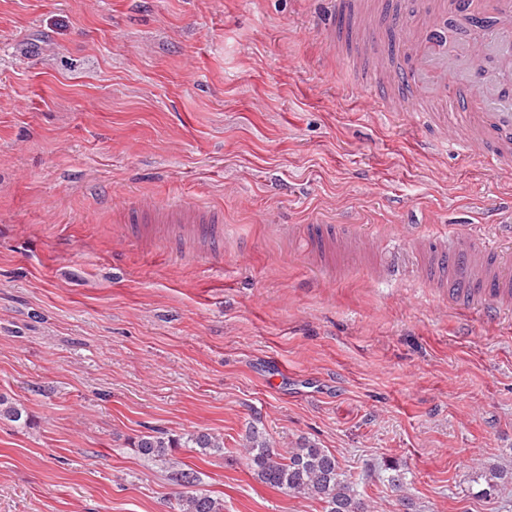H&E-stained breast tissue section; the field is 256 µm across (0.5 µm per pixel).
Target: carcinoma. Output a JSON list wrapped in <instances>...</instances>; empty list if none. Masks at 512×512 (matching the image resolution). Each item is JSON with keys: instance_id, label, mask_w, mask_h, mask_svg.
I'll return each instance as SVG.
<instances>
[{"instance_id": "cac0c4a2", "label": "carcinoma", "mask_w": 512, "mask_h": 512, "mask_svg": "<svg viewBox=\"0 0 512 512\" xmlns=\"http://www.w3.org/2000/svg\"><path fill=\"white\" fill-rule=\"evenodd\" d=\"M187 441L200 448L204 455L224 453V437L199 433ZM178 440L160 436H143L136 444L138 453L155 461H169ZM247 465L260 482L286 493L312 498L323 503V512H368L357 484L341 468L332 452L310 442L283 451L256 434L246 436L243 444ZM479 478L486 489L512 483V468L503 463H486L480 467ZM178 512H224L218 498L196 492H183L178 497Z\"/></svg>"}]
</instances>
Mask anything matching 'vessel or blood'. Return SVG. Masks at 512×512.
Here are the masks:
<instances>
[{"mask_svg": "<svg viewBox=\"0 0 512 512\" xmlns=\"http://www.w3.org/2000/svg\"><path fill=\"white\" fill-rule=\"evenodd\" d=\"M360 0H331L321 28L328 47L340 38L336 20L356 16ZM452 18L475 16L473 0H438L427 11L425 23H418L416 0H401L385 14L375 16L364 32L369 48H378L383 39L393 38L405 65L379 71L364 58L353 59L352 85L360 92H373L380 111L410 120L417 129L434 133L439 142L449 143L461 154L483 146V161L489 168L512 172V107L499 112L484 108L495 96L483 66L473 61L463 44H447L439 28L440 15ZM398 88L397 96L384 94V84ZM128 223L181 224L202 239L211 252H221L224 244L220 212L194 203L162 205L143 202L130 208ZM402 237L420 259L424 284L446 289L448 300L458 311L477 309L484 317L498 319L512 307V262L496 254L471 224L455 225L451 234L427 235L418 225H405ZM358 224L307 225L304 243L324 263L341 257L346 245L364 240Z\"/></svg>", "mask_w": 512, "mask_h": 512, "instance_id": "1", "label": "vessel or blood"}]
</instances>
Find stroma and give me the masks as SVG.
<instances>
[{
    "label": "stroma",
    "mask_w": 512,
    "mask_h": 512,
    "mask_svg": "<svg viewBox=\"0 0 512 512\" xmlns=\"http://www.w3.org/2000/svg\"><path fill=\"white\" fill-rule=\"evenodd\" d=\"M325 0H0V512H322L257 481L249 432L329 449L371 512H512V317L449 309L380 240L330 266L290 224L512 225V177L422 149L354 93ZM224 214L222 254L134 233V200ZM399 466L407 484L387 485ZM189 442L194 445V448H200L203 455L224 453V438L222 436L210 433L193 434L187 437V443ZM178 440L167 439L160 436H142L136 444L138 453L155 461L169 462L171 460L172 449L178 448ZM478 476L484 480L488 490L501 484L512 483V468L503 463H486L479 468ZM178 512H224V503L218 498L197 492H182L177 502Z\"/></svg>",
    "instance_id": "35a3bbf8"
}]
</instances>
